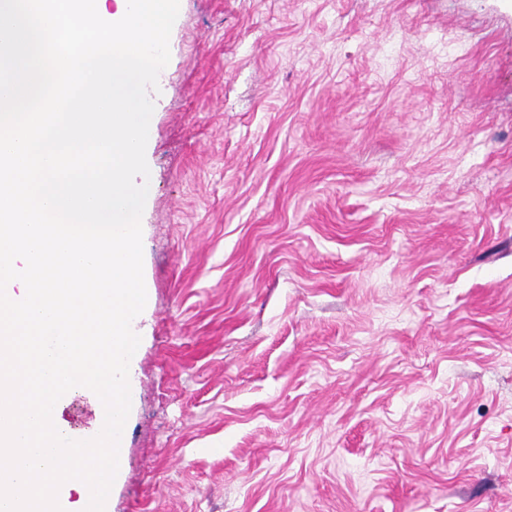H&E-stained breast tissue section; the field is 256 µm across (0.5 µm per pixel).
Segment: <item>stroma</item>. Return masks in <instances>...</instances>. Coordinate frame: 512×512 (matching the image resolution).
<instances>
[{"instance_id":"35a3bbf8","label":"stroma","mask_w":512,"mask_h":512,"mask_svg":"<svg viewBox=\"0 0 512 512\" xmlns=\"http://www.w3.org/2000/svg\"><path fill=\"white\" fill-rule=\"evenodd\" d=\"M105 512H512V0H180Z\"/></svg>"}]
</instances>
